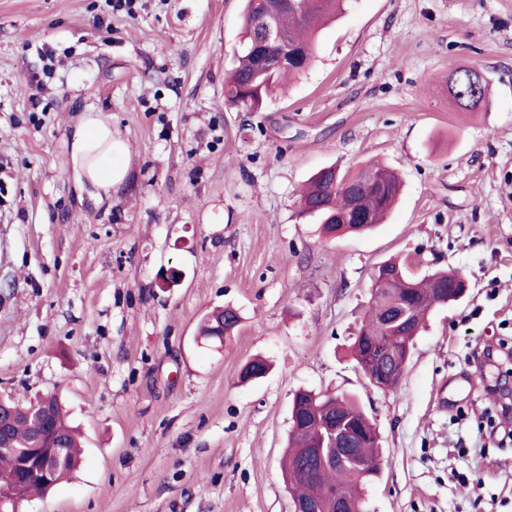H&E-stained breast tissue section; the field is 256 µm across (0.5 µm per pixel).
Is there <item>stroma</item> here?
Returning <instances> with one entry per match:
<instances>
[{"label":"stroma","instance_id":"stroma-1","mask_svg":"<svg viewBox=\"0 0 512 512\" xmlns=\"http://www.w3.org/2000/svg\"><path fill=\"white\" fill-rule=\"evenodd\" d=\"M112 2L0 0V394L58 395L83 439L20 512H291L300 388L375 420L368 512H512V0H347L255 112L224 101L243 0ZM455 66L489 87L475 111L448 102ZM87 111L125 145L103 200L70 177ZM375 161L402 177L385 224L324 238L301 188ZM392 257L469 290L382 391L346 348ZM228 305L235 333L198 342Z\"/></svg>","mask_w":512,"mask_h":512}]
</instances>
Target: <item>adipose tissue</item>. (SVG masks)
I'll return each mask as SVG.
<instances>
[{
	"label": "adipose tissue",
	"mask_w": 512,
	"mask_h": 512,
	"mask_svg": "<svg viewBox=\"0 0 512 512\" xmlns=\"http://www.w3.org/2000/svg\"><path fill=\"white\" fill-rule=\"evenodd\" d=\"M70 146L76 182L89 184L98 196L110 193L121 179L112 158L124 150L112 134L111 123L97 113H85L72 132Z\"/></svg>",
	"instance_id": "adipose-tissue-1"
}]
</instances>
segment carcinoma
I'll return each instance as SVG.
<instances>
[{
    "instance_id": "carcinoma-1",
    "label": "carcinoma",
    "mask_w": 512,
    "mask_h": 512,
    "mask_svg": "<svg viewBox=\"0 0 512 512\" xmlns=\"http://www.w3.org/2000/svg\"><path fill=\"white\" fill-rule=\"evenodd\" d=\"M345 0H297L294 6L283 5L277 0H246L243 32L234 53L232 66L224 82V100L253 110L263 104L273 88L286 76L304 71L312 58V30L320 19H331L344 10ZM269 13L271 20L282 35V41L273 46L265 61H260L249 46L258 36L260 11ZM348 176L337 173L333 166L318 170L309 187L301 195V204L310 214L319 217L322 232L326 235L362 234L381 223L400 192V182L390 168L374 164L349 176L352 188L363 199L367 212L365 220L355 215L353 197L342 192L335 178ZM396 277L382 284L372 279L371 305L365 319L350 345V352L358 368L368 380L381 377L391 388L402 385L411 358L414 339L425 324L428 314L451 294L448 289V272L437 271L422 277L411 275L405 265L395 260L385 262ZM408 302L415 308L414 323L400 329L387 326L383 313L393 306ZM240 323L239 313L227 307L212 318H206L200 327V335L206 343L222 342ZM384 342L390 349L387 359L372 354L375 341ZM13 447L0 448V477L13 472L19 460L38 447L37 439L43 422L30 413L29 406L14 404ZM45 407L51 416L53 430L65 440V452L60 464L53 468L52 483H57L73 471L78 464L79 445L74 428L69 425L62 403L49 395ZM334 418L336 424L356 434L361 448L357 454L374 464V468L358 471L352 466H332L309 476L302 471L312 468L304 459V449L312 448L318 440L316 427ZM288 447L283 466V479L292 499L309 502L323 497V509H330V493L346 504L347 512H366L363 491L365 486L379 475L380 435L354 399L344 393H336L331 399L324 391L298 389L293 393L290 410ZM33 493H46L37 480L26 483L0 481V494L10 499L23 500Z\"/></svg>"
}]
</instances>
